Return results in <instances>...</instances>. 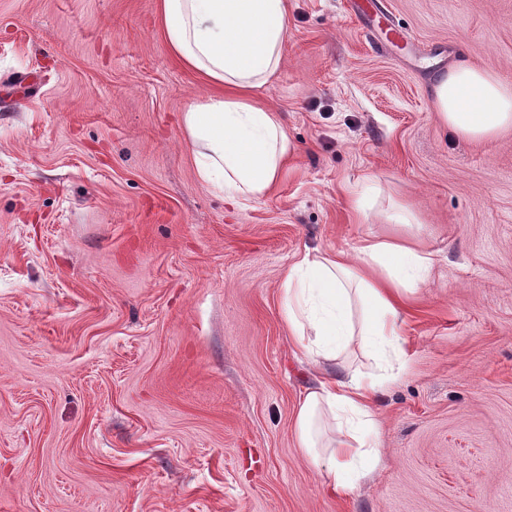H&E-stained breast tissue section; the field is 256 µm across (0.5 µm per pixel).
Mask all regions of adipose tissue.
<instances>
[{
    "label": "adipose tissue",
    "mask_w": 512,
    "mask_h": 512,
    "mask_svg": "<svg viewBox=\"0 0 512 512\" xmlns=\"http://www.w3.org/2000/svg\"><path fill=\"white\" fill-rule=\"evenodd\" d=\"M172 56L209 92L182 114L199 181L238 203L263 198L291 144L277 112L254 99L279 71L288 36V0H159ZM439 119L482 142L512 128V87L464 60L433 85ZM431 253L366 237L352 252L299 254L288 268L285 323L294 347L317 371L294 420L296 446L344 496L369 477L381 448L374 437L381 377L346 369V352L376 350L404 359V294L423 283Z\"/></svg>",
    "instance_id": "1"
}]
</instances>
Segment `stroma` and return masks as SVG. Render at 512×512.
I'll return each mask as SVG.
<instances>
[{"instance_id":"1","label":"stroma","mask_w":512,"mask_h":512,"mask_svg":"<svg viewBox=\"0 0 512 512\" xmlns=\"http://www.w3.org/2000/svg\"><path fill=\"white\" fill-rule=\"evenodd\" d=\"M371 13L288 0L260 98L293 152L232 203L197 177L181 115L206 90L157 0H0V512H512V129L464 139L432 95L463 57L512 86V0ZM366 236L434 264L380 463L335 498L295 442L315 371L283 284Z\"/></svg>"}]
</instances>
